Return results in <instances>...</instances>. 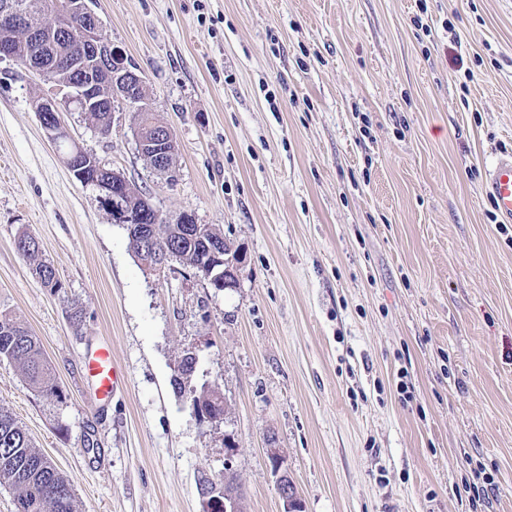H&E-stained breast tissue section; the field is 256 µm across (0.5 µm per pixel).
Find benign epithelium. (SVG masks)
Listing matches in <instances>:
<instances>
[{"instance_id":"benign-epithelium-1","label":"benign epithelium","mask_w":512,"mask_h":512,"mask_svg":"<svg viewBox=\"0 0 512 512\" xmlns=\"http://www.w3.org/2000/svg\"><path fill=\"white\" fill-rule=\"evenodd\" d=\"M44 7L51 9L52 24L40 31H31L36 40L48 45L62 40L71 31L72 21L76 17L83 19V27L79 32L83 45L82 55L71 64V69L79 73V79L68 86V98L76 104L79 111L88 113L103 108V99L97 94L98 76L107 72L112 77L113 97L132 104H141L139 89L144 83L142 73L129 67L124 68L115 64L119 57L117 50L104 42L99 34L100 20L89 7L88 0H48ZM32 10L29 0H3L0 3V24L8 29L21 25ZM38 120L47 137L54 143L65 142L70 147L66 155V163L73 176L82 180L86 177L83 166L79 165L85 150L73 138L68 126L62 118L59 106L52 100L36 104ZM135 138L140 153H151L155 159V169L172 173L168 163L169 150L167 146L174 144L172 130L166 125L158 126L147 136L140 130H135ZM118 173H108V177L95 181L100 192V198L108 202L112 221L120 224L128 234H137L144 238V243L152 252L163 255L161 261L154 263L149 260L141 262V266L150 272H162L168 262V248L161 245L150 232V223L158 224L164 219L148 199H143V208L134 211L125 203V187L127 182L116 180ZM217 263L209 267L207 275L213 279L224 281V287L234 288L237 284V272L241 263L240 256L220 258V251H214ZM277 489L284 503V512H303V504L293 479L286 472L278 474ZM202 494L206 498L205 512H240L238 496L228 486L209 484Z\"/></svg>"}]
</instances>
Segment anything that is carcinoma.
<instances>
[{
  "instance_id": "carcinoma-1",
  "label": "carcinoma",
  "mask_w": 512,
  "mask_h": 512,
  "mask_svg": "<svg viewBox=\"0 0 512 512\" xmlns=\"http://www.w3.org/2000/svg\"><path fill=\"white\" fill-rule=\"evenodd\" d=\"M13 58L25 66L33 56L27 31L12 33ZM81 53L80 46L64 39L50 50L56 58V75L59 83L78 79L70 70V61ZM158 234L174 246L172 259L184 268L201 275L215 262L211 247L224 242V235L207 224L196 228L182 224L173 228L161 224ZM17 251L33 261V273L40 284L54 294H60L63 284L51 262L42 258L39 241L33 235L22 232L15 239ZM18 363L27 385L34 391L56 401H62L58 385L54 382L40 342L22 321L5 309H0V358ZM175 395L189 399L193 405L207 411L213 407L209 397L188 387L181 376L170 381ZM0 486L16 493V503L22 512H75V493L72 484L56 468L53 462L35 448L28 433L15 418L0 410Z\"/></svg>"
}]
</instances>
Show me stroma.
I'll use <instances>...</instances> for the list:
<instances>
[{
	"mask_svg": "<svg viewBox=\"0 0 512 512\" xmlns=\"http://www.w3.org/2000/svg\"><path fill=\"white\" fill-rule=\"evenodd\" d=\"M101 35L174 134V181L63 106L75 140L163 214L242 256L236 287L145 271L35 105L54 84L0 58V308L26 323L63 402L0 360V407L69 479L77 512H512V223L482 184L512 152V0H96ZM37 237L66 297L14 246ZM81 319H71L68 301ZM112 345L102 404L80 357ZM197 352L203 423L170 385ZM406 391H398V383ZM234 452H227V445ZM270 459L274 466L277 489L281 500L284 503V512H303V504L297 486L287 472L279 473V454L276 448H269ZM202 490L205 512H240L238 496L228 488L226 476L224 486L208 484Z\"/></svg>",
	"mask_w": 512,
	"mask_h": 512,
	"instance_id": "stroma-1",
	"label": "stroma"
}]
</instances>
